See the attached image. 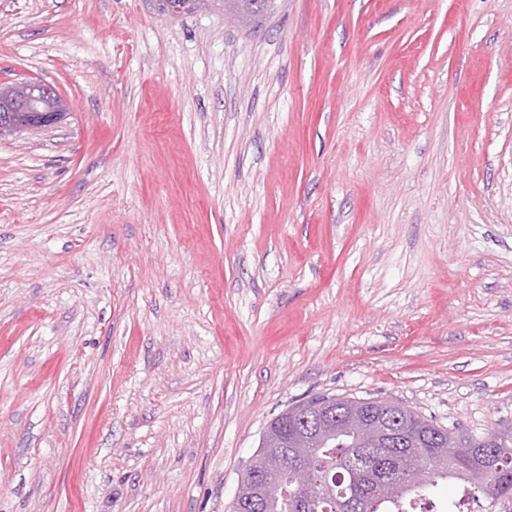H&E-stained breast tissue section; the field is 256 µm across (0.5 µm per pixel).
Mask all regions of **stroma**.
I'll return each mask as SVG.
<instances>
[{
  "mask_svg": "<svg viewBox=\"0 0 512 512\" xmlns=\"http://www.w3.org/2000/svg\"><path fill=\"white\" fill-rule=\"evenodd\" d=\"M0 512H230L319 395L512 428V0H0ZM203 1L209 5L211 2L224 4V14H239L246 24L257 27L262 21L273 14L278 8L276 0H189ZM24 94L19 97L4 96L0 101V137L50 126L66 112L67 103L61 98L57 109L43 108L41 104L57 99L56 90L46 83L32 82L18 85Z\"/></svg>",
  "mask_w": 512,
  "mask_h": 512,
  "instance_id": "obj_1",
  "label": "stroma"
}]
</instances>
